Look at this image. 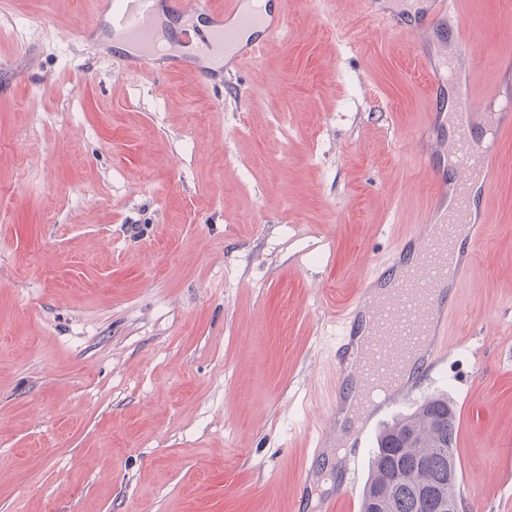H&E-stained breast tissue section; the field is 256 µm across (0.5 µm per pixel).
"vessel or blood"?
Returning <instances> with one entry per match:
<instances>
[{
	"instance_id": "1",
	"label": "vessel or blood",
	"mask_w": 512,
	"mask_h": 512,
	"mask_svg": "<svg viewBox=\"0 0 512 512\" xmlns=\"http://www.w3.org/2000/svg\"><path fill=\"white\" fill-rule=\"evenodd\" d=\"M382 2L371 0L369 12L386 20L396 32L416 37L446 29L453 37L439 43V54L453 62L474 58L477 47L452 0H402L399 10L384 8ZM203 9L211 19L209 33L191 45L190 55L160 54L166 41L165 15L176 12L191 16ZM99 11L110 19L114 35L128 38L143 49L136 59L119 60L123 72L136 69L153 75L173 74L186 70L185 59L190 56L199 76L209 81L213 74L208 63L214 54L237 65L259 56L260 43L242 41L241 31L255 29L268 38L286 32L284 11L270 8L268 0H255L248 11L243 10L242 0H224L220 10L211 9L208 0H100ZM458 97L450 144L452 166L434 180L437 192L447 198V206L424 217L389 263L371 274L348 311L351 328H358L365 320L371 324L355 383L336 394L337 399L349 396L359 403L360 416L352 433V445L358 449L370 444L369 413L377 391L384 387L390 394L410 397L417 385L405 383L404 372L417 352L428 353L427 366L431 369L445 361L439 343L445 322L438 314L456 311L448 284L461 282L468 267L456 253V240L465 227L470 228V239L476 244L487 234L486 224L472 221L471 195L474 187L487 190L496 182L497 142L500 134L512 130V100H505L502 111L494 112L487 108L491 95L479 100L470 89L462 88Z\"/></svg>"
}]
</instances>
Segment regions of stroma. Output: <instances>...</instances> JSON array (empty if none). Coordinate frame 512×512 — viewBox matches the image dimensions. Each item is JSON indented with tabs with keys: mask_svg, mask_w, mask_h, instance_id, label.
I'll return each instance as SVG.
<instances>
[{
	"mask_svg": "<svg viewBox=\"0 0 512 512\" xmlns=\"http://www.w3.org/2000/svg\"><path fill=\"white\" fill-rule=\"evenodd\" d=\"M474 92L512 94V0H459ZM96 0H0V512H353L334 347L367 262L419 224L450 109L363 0H287L224 74L120 73ZM287 127L280 136L278 127ZM447 395L466 512H512V134Z\"/></svg>",
	"mask_w": 512,
	"mask_h": 512,
	"instance_id": "35a3bbf8",
	"label": "stroma"
}]
</instances>
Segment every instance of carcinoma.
Instances as JSON below:
<instances>
[{"instance_id":"carcinoma-1","label":"carcinoma","mask_w":512,"mask_h":512,"mask_svg":"<svg viewBox=\"0 0 512 512\" xmlns=\"http://www.w3.org/2000/svg\"><path fill=\"white\" fill-rule=\"evenodd\" d=\"M376 444L362 512H457L456 416L447 396H425Z\"/></svg>"}]
</instances>
